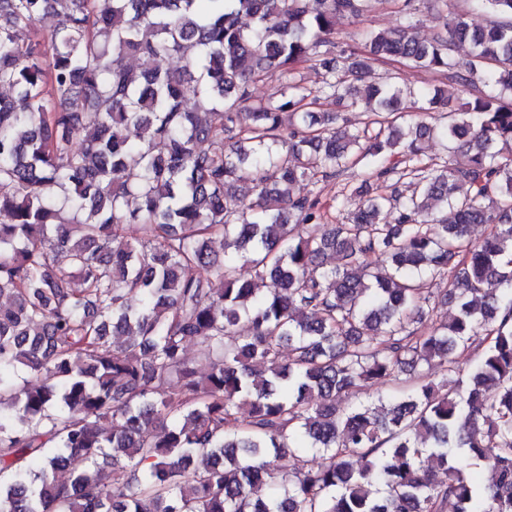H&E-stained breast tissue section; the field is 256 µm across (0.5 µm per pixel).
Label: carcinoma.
Instances as JSON below:
<instances>
[{
  "label": "carcinoma",
  "mask_w": 512,
  "mask_h": 512,
  "mask_svg": "<svg viewBox=\"0 0 512 512\" xmlns=\"http://www.w3.org/2000/svg\"><path fill=\"white\" fill-rule=\"evenodd\" d=\"M370 2L0 0V512H512V0H470L484 27L434 0L430 39L410 12L361 29L365 55L336 52V20ZM393 59L434 82L356 87ZM310 61L332 110L293 79ZM354 163L386 190L352 189L358 209L315 235L322 203L296 185ZM473 224L491 225L477 244ZM439 304L455 316L427 325ZM424 366L439 380L339 406Z\"/></svg>",
  "instance_id": "cac0c4a2"
}]
</instances>
